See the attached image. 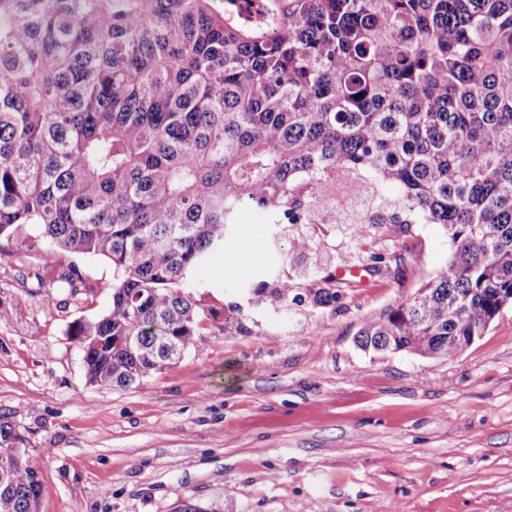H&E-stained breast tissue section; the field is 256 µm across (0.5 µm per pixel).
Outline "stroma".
I'll use <instances>...</instances> for the list:
<instances>
[{
    "label": "stroma",
    "instance_id": "1",
    "mask_svg": "<svg viewBox=\"0 0 512 512\" xmlns=\"http://www.w3.org/2000/svg\"><path fill=\"white\" fill-rule=\"evenodd\" d=\"M241 223L253 252L225 249L192 276L221 318L130 389L90 384L68 335L108 309L111 263L49 252L31 224L0 237V414L30 450L39 512H175L189 497L233 512H512V305L449 362L356 344L447 260L442 228L333 233L297 257L264 215ZM69 268L74 287H58ZM285 272L300 300L248 306L246 289ZM322 288L341 296L316 303Z\"/></svg>",
    "mask_w": 512,
    "mask_h": 512
}]
</instances>
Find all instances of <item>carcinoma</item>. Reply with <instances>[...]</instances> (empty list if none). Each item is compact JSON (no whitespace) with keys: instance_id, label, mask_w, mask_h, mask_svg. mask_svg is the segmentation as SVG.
Returning a JSON list of instances; mask_svg holds the SVG:
<instances>
[{"instance_id":"1","label":"carcinoma","mask_w":512,"mask_h":512,"mask_svg":"<svg viewBox=\"0 0 512 512\" xmlns=\"http://www.w3.org/2000/svg\"><path fill=\"white\" fill-rule=\"evenodd\" d=\"M253 2L0 0V236L112 263L108 310L69 330L103 389L220 316L189 279L242 211L329 228L342 188L355 239L393 208L452 247L361 348L452 360L512 305V0ZM29 454L0 415V512H38Z\"/></svg>"}]
</instances>
